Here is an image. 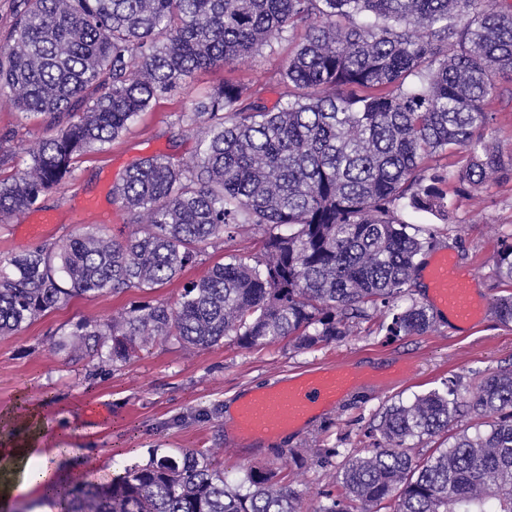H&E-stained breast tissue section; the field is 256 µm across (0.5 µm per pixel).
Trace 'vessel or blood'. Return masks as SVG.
<instances>
[{
	"mask_svg": "<svg viewBox=\"0 0 512 512\" xmlns=\"http://www.w3.org/2000/svg\"><path fill=\"white\" fill-rule=\"evenodd\" d=\"M425 277L431 302L443 314L470 325L484 313V300L471 297L465 276L447 256L433 258ZM361 382V373L352 367H313L253 390L239 409L236 443L244 448L255 438L301 426L316 413L339 406Z\"/></svg>",
	"mask_w": 512,
	"mask_h": 512,
	"instance_id": "b4317fda",
	"label": "vessel or blood"
}]
</instances>
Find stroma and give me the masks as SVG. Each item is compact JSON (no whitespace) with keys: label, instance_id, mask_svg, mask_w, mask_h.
Instances as JSON below:
<instances>
[{"label":"stroma","instance_id":"35a3bbf8","mask_svg":"<svg viewBox=\"0 0 512 512\" xmlns=\"http://www.w3.org/2000/svg\"><path fill=\"white\" fill-rule=\"evenodd\" d=\"M291 48L285 41L274 52L242 60L235 68L196 72L176 94L141 113L121 138L86 156L72 178L41 203L42 209L58 215L44 243H59L95 226L105 227L118 239L134 232L126 214L112 203V189L125 169L150 155L194 157L196 140L178 117L224 80L264 85L267 98L276 100V70ZM46 134L36 120L0 97V154L8 157L0 176L21 168L26 149ZM448 198L452 223L409 208L400 210L399 216L406 223L438 230V251L450 254L469 273L475 295L493 301L504 288L494 275L497 252L502 239L512 236V171L477 189L449 182ZM259 247L257 234L236 235L209 249L199 263L161 288L133 295L75 297L20 331L0 336V408L17 402L38 405L50 421L77 422V433L67 440L78 450L70 474L74 480L89 479L95 472L111 477L122 465L147 462L156 449H183L208 451L234 484L250 467L288 475L291 453L305 452L309 459L295 488L313 512L321 491L334 486L337 476L336 467L313 457L314 449L332 448L347 456L362 447L367 427L390 405L440 387L449 375L468 385L475 374L512 365V327L500 325L489 311L469 327L438 318L434 331L423 335L388 336L363 324L351 336L314 349L300 350L285 340L246 348L227 337L189 354L175 341L158 337L126 362L102 363L75 355L74 334L81 323L110 316L133 302H175L185 285L205 276L227 255L254 254ZM337 358L364 375L361 387L340 406L296 431L253 441L246 448L236 446L234 426L224 417L227 404L309 365ZM399 365L411 366V377L380 387V380ZM98 404L109 411L102 425L84 416L85 407Z\"/></svg>","mask_w":512,"mask_h":512}]
</instances>
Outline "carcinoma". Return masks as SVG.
<instances>
[{
    "label": "carcinoma",
    "instance_id": "1",
    "mask_svg": "<svg viewBox=\"0 0 512 512\" xmlns=\"http://www.w3.org/2000/svg\"><path fill=\"white\" fill-rule=\"evenodd\" d=\"M16 0L0 39V94L53 131L0 180V223L39 207L87 154L199 69L255 58L294 32L279 96L224 84L179 115L199 150L129 165L112 201L137 230L94 228L0 263V335L74 296L146 293L246 229L260 253L233 255L172 303H144L80 326L85 354L125 362L162 336L206 349L288 339L311 349L380 313L377 330L424 334L434 314L402 304L436 243L398 209L451 221L452 177L478 187L509 167L485 130L512 83V0ZM463 151L450 176L429 162ZM288 228L283 233L282 228ZM496 275L512 285V237ZM512 323V292L494 299ZM111 343L103 352L105 343ZM475 392L442 387L387 407L346 456L314 512H512V368ZM448 447L420 453L424 438ZM60 512H303L291 483L250 468L237 485L208 455L153 454L110 483L72 481Z\"/></svg>",
    "mask_w": 512,
    "mask_h": 512
}]
</instances>
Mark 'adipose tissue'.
I'll use <instances>...</instances> for the list:
<instances>
[{"label": "adipose tissue", "mask_w": 512, "mask_h": 512, "mask_svg": "<svg viewBox=\"0 0 512 512\" xmlns=\"http://www.w3.org/2000/svg\"><path fill=\"white\" fill-rule=\"evenodd\" d=\"M58 429L50 427L38 407L0 410V505L37 488L50 493L64 485L65 465L74 451L59 444Z\"/></svg>", "instance_id": "1"}]
</instances>
